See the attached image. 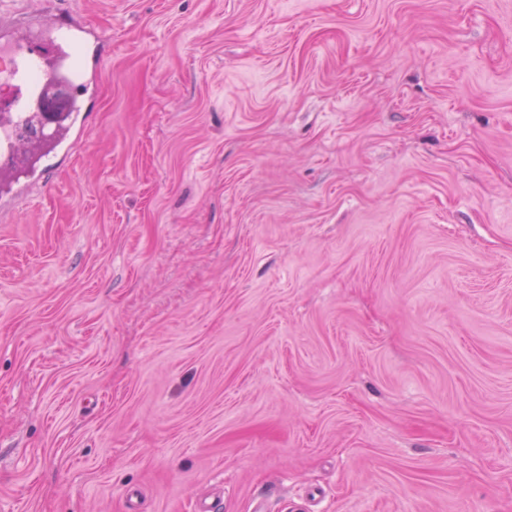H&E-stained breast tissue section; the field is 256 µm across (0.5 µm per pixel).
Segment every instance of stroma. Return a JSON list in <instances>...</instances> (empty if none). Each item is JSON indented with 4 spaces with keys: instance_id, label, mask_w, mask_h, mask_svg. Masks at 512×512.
<instances>
[{
    "instance_id": "obj_1",
    "label": "stroma",
    "mask_w": 512,
    "mask_h": 512,
    "mask_svg": "<svg viewBox=\"0 0 512 512\" xmlns=\"http://www.w3.org/2000/svg\"><path fill=\"white\" fill-rule=\"evenodd\" d=\"M105 41L0 195V512H512V0H0Z\"/></svg>"
}]
</instances>
